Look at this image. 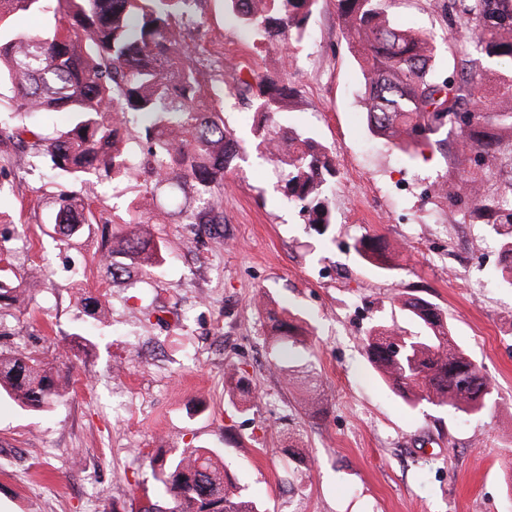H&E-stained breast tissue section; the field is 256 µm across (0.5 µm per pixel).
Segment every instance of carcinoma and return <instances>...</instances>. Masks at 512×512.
Here are the masks:
<instances>
[{"label":"carcinoma","mask_w":512,"mask_h":512,"mask_svg":"<svg viewBox=\"0 0 512 512\" xmlns=\"http://www.w3.org/2000/svg\"><path fill=\"white\" fill-rule=\"evenodd\" d=\"M197 0H0V85L14 92V112L33 118L18 125L0 113V199L12 194L8 168L48 169L63 189L52 212L54 240L70 245L101 224L95 201L76 187L87 177L120 179L129 171L124 156L127 115L135 118L142 165L152 195L164 188L191 194L196 209L187 224L224 223V180L241 147L233 130L208 100L199 79L204 23L192 15ZM229 18L256 42L304 40L316 0H225ZM392 0H336L343 36L364 78L361 108L369 130L413 161L455 134L461 152L433 183L431 197L459 206L467 224L494 236L503 258L500 287L512 289V0H448L450 26L487 58L467 60L449 76L434 67L436 46L425 32L394 23ZM282 73L254 71L236 76L250 95L255 148L282 171V193L303 223L319 234L333 224L329 190L336 179L334 157L309 131L287 125L298 103ZM136 205L127 229L112 237L103 255L107 279L121 283L134 270L152 272L165 259L162 241L144 229ZM366 263L394 269L395 252L378 239L362 243ZM45 268L26 286L14 281L12 263L0 268V326L6 312L42 286ZM84 315L102 319L106 310L84 294ZM417 332L375 325L364 338L374 370L409 404L428 401L450 411L482 413L496 404L495 386L453 336L448 316L422 297L400 300ZM269 343L288 383L291 366L306 346L308 329L288 312H268ZM311 413H322L323 389L304 379ZM60 370L31 352H0V394L21 408L50 411L65 395ZM154 476L164 510L151 499L140 512H262L237 491L211 448L186 447L156 460Z\"/></svg>","instance_id":"1"}]
</instances>
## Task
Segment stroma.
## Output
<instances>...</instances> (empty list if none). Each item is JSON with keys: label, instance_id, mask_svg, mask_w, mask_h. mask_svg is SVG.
Here are the masks:
<instances>
[{"label": "stroma", "instance_id": "35a3bbf8", "mask_svg": "<svg viewBox=\"0 0 512 512\" xmlns=\"http://www.w3.org/2000/svg\"><path fill=\"white\" fill-rule=\"evenodd\" d=\"M448 0H397L399 24L428 32L437 65L461 56L448 33ZM205 22L202 82L246 150L228 174L224 221L199 234L165 203L152 225L169 254L136 288H115L99 265L103 232L120 233L148 175L90 178L109 227L57 246L46 236L56 179L13 170L0 247L18 280L50 264L43 287L7 319L0 350L24 348L70 374L64 402L47 414L0 400V512H138L155 493L151 459L186 446L213 448L267 512H512V290L499 287L501 255L459 207L432 204L447 155L425 150L405 162L363 118L360 66L341 33L336 0H317L307 38L289 49L245 43L225 20L224 0H198ZM289 54L288 81L301 91L288 122L332 150L340 177L330 195L334 230L302 224L258 157L252 113L232 95L241 71L276 73ZM378 236L399 250L386 272L356 252ZM98 297L107 324H86L78 291ZM435 302L457 341L494 383L497 405L465 414L421 402L408 406L367 361L362 340L378 323L410 327L399 296ZM275 300L314 329L310 360L328 399L311 418L302 384H287L268 344L258 303ZM86 332L92 349L74 354ZM245 370L252 394L225 386Z\"/></svg>", "mask_w": 512, "mask_h": 512}]
</instances>
